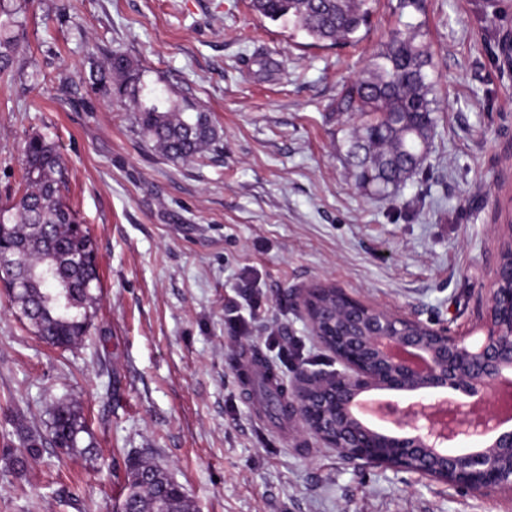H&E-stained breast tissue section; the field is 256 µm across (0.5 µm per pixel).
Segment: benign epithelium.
<instances>
[{
  "label": "benign epithelium",
  "mask_w": 512,
  "mask_h": 512,
  "mask_svg": "<svg viewBox=\"0 0 512 512\" xmlns=\"http://www.w3.org/2000/svg\"><path fill=\"white\" fill-rule=\"evenodd\" d=\"M338 293L342 303L336 306V313L369 310L343 290ZM403 320V316L373 310L362 342L352 344L339 358L344 370L297 376L288 413L325 447L342 451L352 460L382 465L381 431L361 418L360 402L374 390L413 393L417 400L406 407L387 403L384 420L393 425L387 433L388 447L399 461L391 468L401 470L405 464L417 462V450L425 448L444 453L453 485L474 491L512 490V472H503L489 453L491 448L512 452V430L503 429L500 414L477 411L467 402L448 406L444 415L436 408L437 395L449 389L484 399L487 387L501 378L505 365H512V289L505 290L493 281L482 337L475 344L438 328L436 332L447 347L435 350L403 334ZM345 417L356 419L360 425L347 443L323 438L325 427Z\"/></svg>",
  "instance_id": "obj_1"
}]
</instances>
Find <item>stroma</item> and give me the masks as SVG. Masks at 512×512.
I'll list each match as a JSON object with an SVG mask.
<instances>
[{
    "label": "stroma",
    "mask_w": 512,
    "mask_h": 512,
    "mask_svg": "<svg viewBox=\"0 0 512 512\" xmlns=\"http://www.w3.org/2000/svg\"><path fill=\"white\" fill-rule=\"evenodd\" d=\"M418 22L436 126L419 173L379 196L354 181V118L336 102L390 31ZM24 27L0 79V205L22 191L25 139L54 141L103 289L89 336L64 352L0 302V512H116L131 457L165 468L196 512H512L509 491L343 459L240 371L251 358L293 387L272 329L308 371L339 369L297 305L320 284L455 334L480 324L512 222V0H377L355 47L311 45L249 0H30ZM115 54L207 108L221 150L182 164L145 143L90 79ZM247 278L264 293L255 313ZM233 308L245 335L226 325ZM61 398L87 418L97 463L47 443L13 470L16 420L46 433Z\"/></svg>",
    "instance_id": "35a3bbf8"
}]
</instances>
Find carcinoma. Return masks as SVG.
<instances>
[{"label": "carcinoma", "mask_w": 512, "mask_h": 512, "mask_svg": "<svg viewBox=\"0 0 512 512\" xmlns=\"http://www.w3.org/2000/svg\"><path fill=\"white\" fill-rule=\"evenodd\" d=\"M374 0H250L260 17L286 20L312 43L356 45L367 27ZM25 6L0 0V77L12 72L21 41ZM422 24L396 30L372 56L364 75L348 86L340 106L356 114L347 159L356 184L386 196L415 173L435 127L433 67ZM109 96L126 100L139 135L172 161L190 163L213 149L221 136L210 113L186 98L164 96L139 84L131 60L112 58L109 75L99 78ZM22 179L26 189L0 206V257L22 249L31 269L28 284L4 282L10 301L32 332L45 343L70 347L89 332L103 283L95 243L80 214L67 202L68 172L53 142L32 135L24 143ZM26 455L17 470L41 455V435L24 430ZM48 435L60 454L96 460L97 450L82 411L59 402L48 410ZM117 512H194L185 490L152 461L127 465Z\"/></svg>", "instance_id": "1"}]
</instances>
